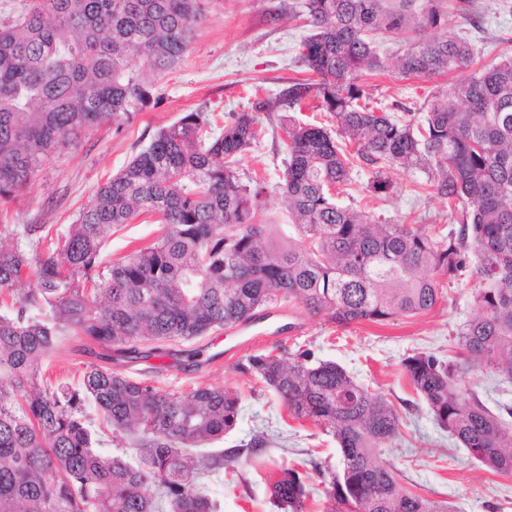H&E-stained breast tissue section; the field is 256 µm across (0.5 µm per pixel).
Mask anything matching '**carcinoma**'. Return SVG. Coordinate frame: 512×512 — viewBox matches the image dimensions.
Here are the masks:
<instances>
[{
    "label": "carcinoma",
    "instance_id": "cac0c4a2",
    "mask_svg": "<svg viewBox=\"0 0 512 512\" xmlns=\"http://www.w3.org/2000/svg\"><path fill=\"white\" fill-rule=\"evenodd\" d=\"M207 4L27 0L0 18V200L89 130L148 108L159 80L189 53ZM302 8L312 27L301 43L311 78L254 96L221 127L204 104L157 131L37 260L35 288L0 314V512H217L199 478L224 466V452L187 448L235 428L238 394L204 386L177 396L93 364L78 386L51 391L40 385L39 364L62 337L131 355L141 343L192 340L295 300L339 327L383 325L433 310L437 279L450 282L471 264L483 288L477 316L457 329L456 356L418 352L400 366L448 437L512 477L507 423L461 385L475 364L512 384V46L501 41L497 62L432 92L425 112L406 118L363 103L365 79L471 68L476 45L452 18L477 12L475 0H304ZM425 29L436 36L421 38ZM386 41L399 52L382 53ZM311 97L345 142L285 115ZM263 112L282 113L286 135L276 186L293 231L286 240L261 223L266 183L238 171ZM362 161L423 172L448 205L470 207L460 230L427 234L338 203L336 190ZM143 215L157 217L162 235L99 270L106 229ZM43 228H4L12 242L0 243V294L30 268ZM242 369L292 419L339 447V465L320 489L294 468L279 471L269 488L281 512H307L315 494L322 512H454L400 489L379 457L400 437L402 417L341 365L307 351H262ZM87 399L131 438L141 465L94 448Z\"/></svg>",
    "mask_w": 512,
    "mask_h": 512
}]
</instances>
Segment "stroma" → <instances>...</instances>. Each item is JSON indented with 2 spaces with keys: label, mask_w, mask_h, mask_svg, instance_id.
Listing matches in <instances>:
<instances>
[{
  "label": "stroma",
  "mask_w": 512,
  "mask_h": 512,
  "mask_svg": "<svg viewBox=\"0 0 512 512\" xmlns=\"http://www.w3.org/2000/svg\"><path fill=\"white\" fill-rule=\"evenodd\" d=\"M301 2L209 0L207 20L188 57L159 81L156 104L131 121L101 124L76 147L55 154L28 187L0 203V227L40 224L44 236L56 238L75 221L97 188L124 168L159 128L204 103L218 119H226L248 107L251 94L272 96L285 84L306 78L298 60L300 41L309 32L300 15ZM479 3L483 19L472 35L480 62L487 65L496 59L498 37L512 36V15L496 12L494 0ZM448 83L445 76L410 78L394 71L367 80L371 105L390 111L401 104L414 113L420 112L431 91ZM261 125L259 140L247 153L240 175L261 178L271 187L262 221L284 233L287 212L274 192L287 156L284 133L277 113L262 115ZM375 172V166L359 164L351 182L340 190L339 200L430 232L460 228L461 211L449 209L447 199L427 185L424 173L387 170L391 188L377 193L372 189ZM158 234V225L146 215L107 229L102 265L153 243ZM480 286L474 271H467L444 285L431 312L386 325L354 323L340 328L310 316L303 304L295 302L287 317L294 331L260 339L255 349L311 351L315 358L338 363L394 404L403 418L401 436L381 458L395 466L403 490L448 502L455 512H512V480L487 471L449 438L400 371L401 360L410 354L453 353L458 327L477 314L473 296ZM231 339V330L223 329L190 341H167L156 349L146 343L141 355L131 359L86 337L68 336L43 360L40 370L43 381L51 385H77L86 366L95 363L176 395L205 385L237 392L238 423L223 440L212 443V450L241 446L261 431L270 442L254 453L229 458L223 469L206 477L207 492L219 512H278L270 502L273 471L302 466L311 472V485H319L322 473L338 464L336 440L312 425L291 420L260 380L242 372L241 358L225 359ZM462 384L488 398L491 408L512 409V385L500 384L490 370L470 369Z\"/></svg>",
  "instance_id": "obj_1"
}]
</instances>
